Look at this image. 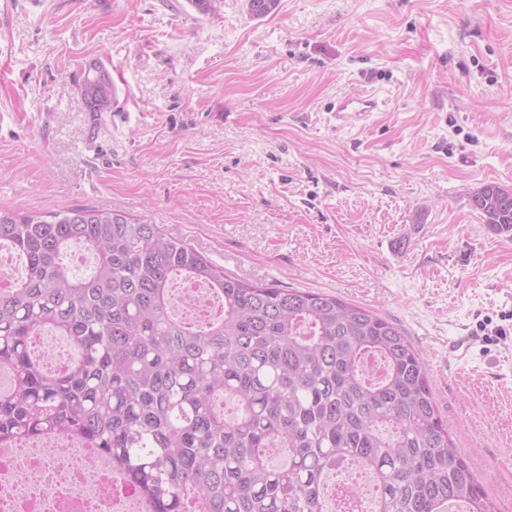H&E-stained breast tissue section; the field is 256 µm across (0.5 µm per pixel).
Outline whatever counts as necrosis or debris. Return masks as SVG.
I'll use <instances>...</instances> for the list:
<instances>
[{"label": "necrosis or debris", "instance_id": "obj_1", "mask_svg": "<svg viewBox=\"0 0 512 512\" xmlns=\"http://www.w3.org/2000/svg\"><path fill=\"white\" fill-rule=\"evenodd\" d=\"M92 449L60 432L0 447V512H152L108 461L88 464ZM335 512H367L371 479L329 487Z\"/></svg>", "mask_w": 512, "mask_h": 512}]
</instances>
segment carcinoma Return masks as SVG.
Returning <instances> with one entry per match:
<instances>
[{
    "label": "carcinoma",
    "mask_w": 512,
    "mask_h": 512,
    "mask_svg": "<svg viewBox=\"0 0 512 512\" xmlns=\"http://www.w3.org/2000/svg\"><path fill=\"white\" fill-rule=\"evenodd\" d=\"M273 13L279 0H245ZM109 112L112 80L85 85ZM489 228L512 234V190L471 196ZM96 258L78 278L63 255ZM0 246L26 275L0 289V446L67 431L118 467L152 512H328L325 477L355 464L374 480V512H496L459 455L427 363L388 319L337 297L258 284L213 265L157 225L117 210L0 208ZM214 290L215 318L172 314L173 282ZM45 327L73 358L48 370ZM273 448L288 461L271 462Z\"/></svg>",
    "instance_id": "carcinoma-1"
}]
</instances>
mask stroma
Instances as JSON below:
<instances>
[{
  "label": "stroma",
  "mask_w": 512,
  "mask_h": 512,
  "mask_svg": "<svg viewBox=\"0 0 512 512\" xmlns=\"http://www.w3.org/2000/svg\"><path fill=\"white\" fill-rule=\"evenodd\" d=\"M99 57L117 102L97 115ZM483 183L512 188V0H0V208L121 210L393 321L512 512V236L472 207ZM460 331L481 341L463 367ZM106 61L96 60L86 71V78L89 81L96 80L101 71L107 68ZM84 95L91 112H109L113 104V88L110 76L100 77L95 82L85 85ZM377 106L378 102L373 98L344 99L336 104L334 112H336V118L345 119L352 113L364 114L366 112H373Z\"/></svg>",
  "instance_id": "obj_1"
}]
</instances>
